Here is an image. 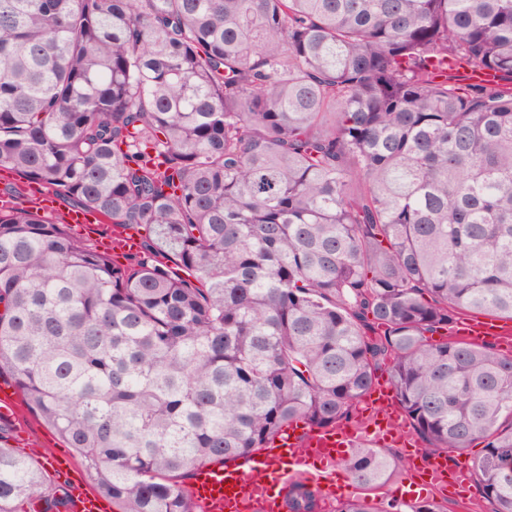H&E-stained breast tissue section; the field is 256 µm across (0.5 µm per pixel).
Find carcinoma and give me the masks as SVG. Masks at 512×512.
Listing matches in <instances>:
<instances>
[{"instance_id": "cac0c4a2", "label": "carcinoma", "mask_w": 512, "mask_h": 512, "mask_svg": "<svg viewBox=\"0 0 512 512\" xmlns=\"http://www.w3.org/2000/svg\"><path fill=\"white\" fill-rule=\"evenodd\" d=\"M1 169L149 230L121 265L0 207V377L117 512H198L199 468L349 425L379 371L512 512V355L426 339L512 321V0H0ZM65 500L0 442V512Z\"/></svg>"}]
</instances>
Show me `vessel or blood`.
Listing matches in <instances>:
<instances>
[{
    "label": "vessel or blood",
    "mask_w": 512,
    "mask_h": 512,
    "mask_svg": "<svg viewBox=\"0 0 512 512\" xmlns=\"http://www.w3.org/2000/svg\"><path fill=\"white\" fill-rule=\"evenodd\" d=\"M101 246L109 252L132 254L138 251L139 240L132 231L117 230L102 237ZM460 333L473 341L488 338L497 345L512 347V338L493 322L466 323ZM367 407L372 415L371 436L383 445L401 448L414 470L423 474L424 488L451 498L466 490L467 460L451 466L438 459L428 460L412 439L387 384L373 388ZM358 439L355 427L312 432L295 426L283 429L266 448L225 465L197 470L192 497L202 512H281L284 490L299 480L312 483L323 497H331L345 448ZM68 493L65 512H105L101 496L81 483H74Z\"/></svg>",
    "instance_id": "obj_1"
}]
</instances>
